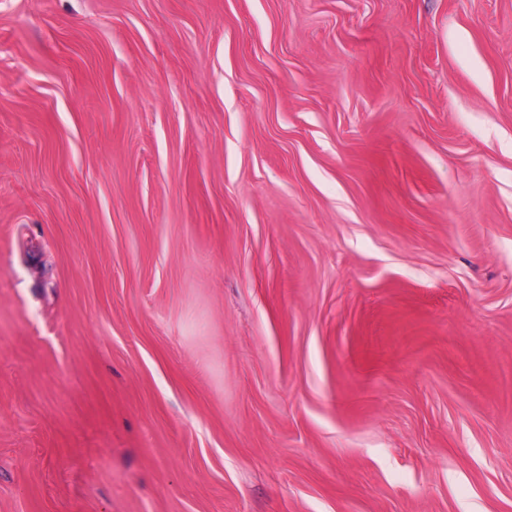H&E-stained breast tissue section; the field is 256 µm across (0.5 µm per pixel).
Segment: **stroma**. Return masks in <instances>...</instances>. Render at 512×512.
I'll use <instances>...</instances> for the list:
<instances>
[{"label":"stroma","instance_id":"1","mask_svg":"<svg viewBox=\"0 0 512 512\" xmlns=\"http://www.w3.org/2000/svg\"><path fill=\"white\" fill-rule=\"evenodd\" d=\"M0 512H512V0H0Z\"/></svg>","mask_w":512,"mask_h":512}]
</instances>
